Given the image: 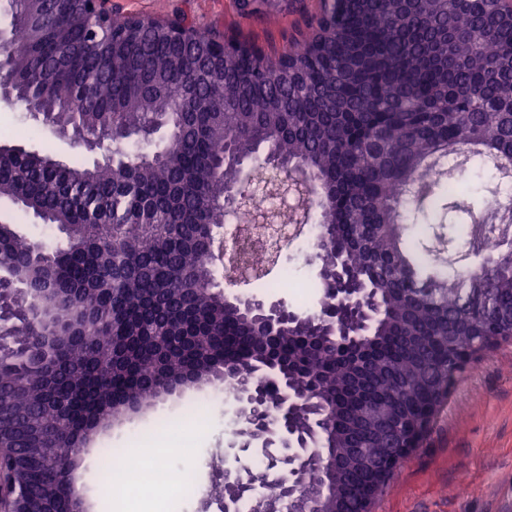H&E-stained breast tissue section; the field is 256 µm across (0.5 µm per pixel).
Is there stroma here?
I'll use <instances>...</instances> for the list:
<instances>
[{
  "instance_id": "35a3bbf8",
  "label": "stroma",
  "mask_w": 512,
  "mask_h": 512,
  "mask_svg": "<svg viewBox=\"0 0 512 512\" xmlns=\"http://www.w3.org/2000/svg\"><path fill=\"white\" fill-rule=\"evenodd\" d=\"M320 0H275L274 4L251 14L241 13L235 0H112V10L125 16L165 19L177 14L192 18L203 31L216 30L263 48L270 57L282 54L294 41L303 39L316 26ZM21 145L51 154L55 159L80 160L90 165L113 150L104 142L89 151L54 135L16 106L0 104V146ZM0 221L13 224L29 240L54 246L63 232L54 225L35 222L10 200L0 199ZM404 237L412 247L429 252L437 235H445L450 258L475 268L482 257L465 243L471 232L467 224H444L433 207L408 212ZM315 249L282 251L279 267H295L299 273L288 289L269 288L267 280L225 285V296L241 294L266 301L283 300L289 310L307 316L320 310V262ZM214 383L198 382L162 395L150 404L126 412L112 425L99 428L86 443L77 474L88 512H95L101 498L99 474L93 463L102 449L125 455L128 443L141 425L173 421L180 404L204 398ZM233 405L220 402L210 408V424L193 437L195 457L167 455L168 473L182 474L201 466V487L194 495L181 493L176 484L165 482L163 490L145 493L154 512H202L218 468L236 464L253 465L258 456L227 455L235 442V427L228 416ZM512 498V340L480 353L456 377L419 445L397 467L372 512H500L503 500Z\"/></svg>"
}]
</instances>
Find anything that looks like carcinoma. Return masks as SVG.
Instances as JSON below:
<instances>
[{
  "instance_id": "carcinoma-1",
  "label": "carcinoma",
  "mask_w": 512,
  "mask_h": 512,
  "mask_svg": "<svg viewBox=\"0 0 512 512\" xmlns=\"http://www.w3.org/2000/svg\"><path fill=\"white\" fill-rule=\"evenodd\" d=\"M13 19L0 57L18 102L42 124L92 141L116 139L112 163L71 167L0 146V197L63 230L51 252L0 224L4 311L16 351L0 359L3 465L16 470L23 504L74 512L72 448L104 420L174 388L211 378L256 383L263 330L212 289L209 245L224 224L229 150L262 171L269 160L311 183L280 224L314 219L321 266L336 260L373 290L379 313L361 369L327 351L318 323L285 331L278 357L309 395L297 427L341 456L372 453L355 425L379 404L415 423L435 415L457 351L479 336H512V262L487 252L477 270L421 280L402 234L403 204L448 198L456 224H512L498 199L474 213L458 201L455 158L481 168L512 162V15L498 0H323L319 29L287 52L284 68L245 50L221 54L211 34L187 41L114 16L90 19L84 0H9ZM165 126L152 153L121 145ZM48 274L46 325L11 295L18 279ZM486 292L473 295L474 289ZM312 497L330 482L316 466L290 478ZM285 482L266 476L254 512H270ZM364 477L336 474L331 507H362ZM232 494L217 471L211 499Z\"/></svg>"
}]
</instances>
